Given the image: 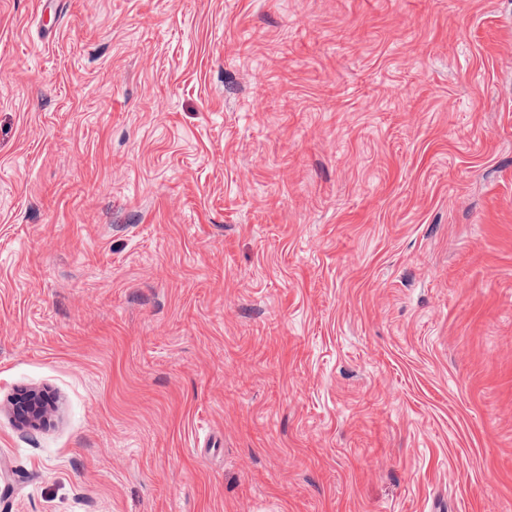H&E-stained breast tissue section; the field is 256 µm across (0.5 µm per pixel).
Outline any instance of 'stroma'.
<instances>
[{
    "instance_id": "stroma-1",
    "label": "stroma",
    "mask_w": 512,
    "mask_h": 512,
    "mask_svg": "<svg viewBox=\"0 0 512 512\" xmlns=\"http://www.w3.org/2000/svg\"><path fill=\"white\" fill-rule=\"evenodd\" d=\"M57 4L0 0V512H512V0ZM47 410V402L43 396L37 393L20 394L13 403V413L19 422L36 425L44 417Z\"/></svg>"
}]
</instances>
